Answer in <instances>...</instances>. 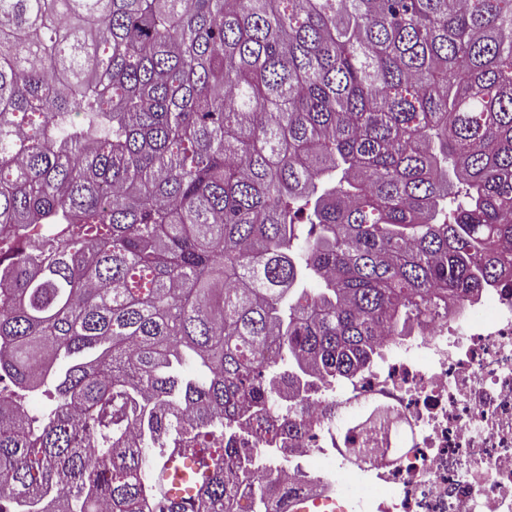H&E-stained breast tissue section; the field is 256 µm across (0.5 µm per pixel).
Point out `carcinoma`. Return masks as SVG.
Instances as JSON below:
<instances>
[{
    "label": "carcinoma",
    "instance_id": "obj_1",
    "mask_svg": "<svg viewBox=\"0 0 512 512\" xmlns=\"http://www.w3.org/2000/svg\"><path fill=\"white\" fill-rule=\"evenodd\" d=\"M505 275L512 0H0V503L224 512L274 382ZM184 468H190L192 474L200 471V466L196 459L188 457L184 460L182 466L175 455L170 457L160 470H157L159 485L165 488L168 495L176 500L185 496H192L195 493V488L190 479L191 474Z\"/></svg>",
    "mask_w": 512,
    "mask_h": 512
}]
</instances>
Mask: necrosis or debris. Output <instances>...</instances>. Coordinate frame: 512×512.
<instances>
[{
    "label": "necrosis or debris",
    "mask_w": 512,
    "mask_h": 512,
    "mask_svg": "<svg viewBox=\"0 0 512 512\" xmlns=\"http://www.w3.org/2000/svg\"><path fill=\"white\" fill-rule=\"evenodd\" d=\"M381 346L354 377L314 382L300 431L273 435L252 419L235 429L244 453L230 512L255 504L254 480L268 474L317 496L311 512H512V289L455 299L421 333ZM371 398L400 409L413 435L357 466L340 433Z\"/></svg>",
    "instance_id": "4bbe7bcc"
}]
</instances>
